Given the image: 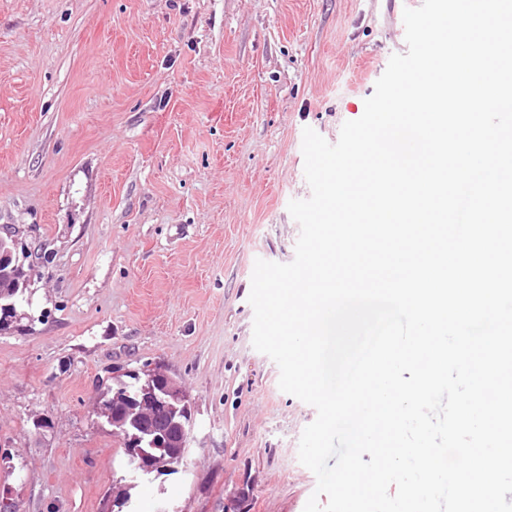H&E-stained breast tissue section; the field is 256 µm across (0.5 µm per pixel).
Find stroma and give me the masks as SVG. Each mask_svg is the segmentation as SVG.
Segmentation results:
<instances>
[{"label":"stroma","instance_id":"stroma-1","mask_svg":"<svg viewBox=\"0 0 512 512\" xmlns=\"http://www.w3.org/2000/svg\"><path fill=\"white\" fill-rule=\"evenodd\" d=\"M406 50L403 0H0V234L38 254L0 333L14 512H112L94 403L154 364L191 431L136 512H304L317 412L252 345L251 276L294 258L304 128L336 143Z\"/></svg>","mask_w":512,"mask_h":512}]
</instances>
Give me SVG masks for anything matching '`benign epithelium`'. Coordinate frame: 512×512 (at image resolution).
Masks as SVG:
<instances>
[{"instance_id":"obj_1","label":"benign epithelium","mask_w":512,"mask_h":512,"mask_svg":"<svg viewBox=\"0 0 512 512\" xmlns=\"http://www.w3.org/2000/svg\"><path fill=\"white\" fill-rule=\"evenodd\" d=\"M0 265L9 270L0 273V298L10 296V289L27 288L31 281L32 265L20 260L17 242L9 243L0 238ZM142 374L157 389L150 390V397L141 400L124 391L112 397V404H98V414L117 433H124L134 424L139 433L130 439L127 449L133 469L149 473L169 472L174 463L185 458L191 413L188 395L182 384L168 375L161 367L146 369ZM137 371L133 375L141 374ZM162 450L160 455L145 452L139 444Z\"/></svg>"}]
</instances>
